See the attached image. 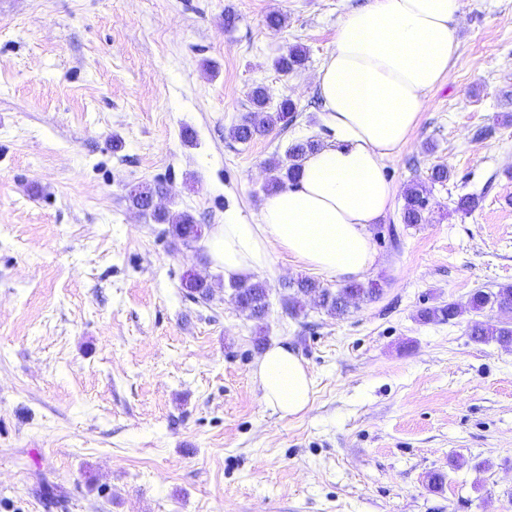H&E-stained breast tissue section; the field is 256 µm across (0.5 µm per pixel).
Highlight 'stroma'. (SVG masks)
<instances>
[{"mask_svg": "<svg viewBox=\"0 0 512 512\" xmlns=\"http://www.w3.org/2000/svg\"><path fill=\"white\" fill-rule=\"evenodd\" d=\"M361 2L0 0V512H512V344L471 335L512 314L470 307L512 287V0H464L455 61L385 164L376 299L291 315L290 282L347 281L276 250L250 319L203 242L127 200L159 183L157 209L256 220L269 162L329 137L315 77ZM295 46L304 68L279 73ZM258 85L296 117L242 144L229 131ZM438 166L450 178L430 183ZM414 182L429 204L407 225ZM449 303L456 318L423 319ZM276 343L314 379L298 417L253 377ZM427 190L420 183L410 184L404 193L402 220L404 224H421L425 220Z\"/></svg>", "mask_w": 512, "mask_h": 512, "instance_id": "stroma-1", "label": "stroma"}]
</instances>
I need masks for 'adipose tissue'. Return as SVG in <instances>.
I'll use <instances>...</instances> for the list:
<instances>
[{"mask_svg": "<svg viewBox=\"0 0 512 512\" xmlns=\"http://www.w3.org/2000/svg\"><path fill=\"white\" fill-rule=\"evenodd\" d=\"M460 8L461 0H366L343 16L316 74L333 137L307 155L295 184L264 201L258 221L228 211L209 231L204 246L225 278L267 269L279 248L315 272L363 279L377 260L370 228L394 207L385 163L448 74ZM254 377L280 416L309 409L313 377L288 347L267 348Z\"/></svg>", "mask_w": 512, "mask_h": 512, "instance_id": "obj_1", "label": "adipose tissue"}]
</instances>
